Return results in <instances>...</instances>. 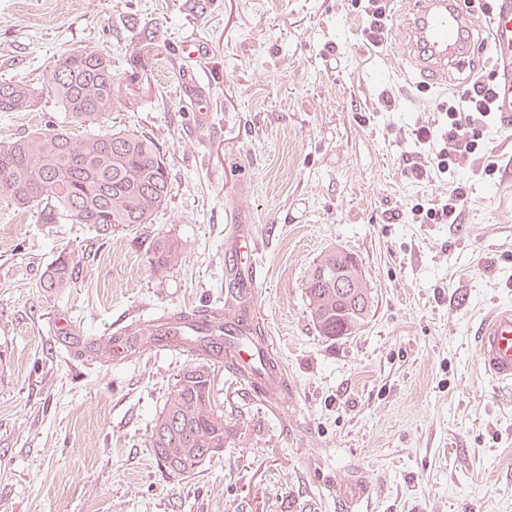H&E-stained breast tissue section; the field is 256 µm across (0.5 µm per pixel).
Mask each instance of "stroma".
<instances>
[{"label": "stroma", "mask_w": 512, "mask_h": 512, "mask_svg": "<svg viewBox=\"0 0 512 512\" xmlns=\"http://www.w3.org/2000/svg\"><path fill=\"white\" fill-rule=\"evenodd\" d=\"M365 27L352 0H0V82L41 86L75 47L107 54L122 102L108 122L153 137L171 184L152 223L104 243L0 204V512H342L357 472L361 512H512V386L483 374L473 342L512 305V139L485 126L495 173L469 161L411 177V130L442 125L470 77L422 83L404 27L379 48ZM49 122L84 133L46 96L0 112V140ZM454 187L458 223L414 215ZM238 224L263 272L251 316L290 390L275 401L213 363L224 451L171 478L146 440L186 355L89 360L56 328L105 340L223 299ZM159 234L186 255L162 279L148 264ZM331 248L357 256L374 298L336 341L305 296ZM64 253L87 261L72 288L45 292Z\"/></svg>", "instance_id": "1"}]
</instances>
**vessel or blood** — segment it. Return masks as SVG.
<instances>
[{
	"label": "vessel or blood",
	"mask_w": 512,
	"mask_h": 512,
	"mask_svg": "<svg viewBox=\"0 0 512 512\" xmlns=\"http://www.w3.org/2000/svg\"><path fill=\"white\" fill-rule=\"evenodd\" d=\"M474 0H407L402 20L410 24L415 47L427 70L447 78L450 69L468 65L478 22ZM483 47L494 62L496 110L512 132V0H495ZM241 308H248L261 269L247 260L231 262ZM474 342L483 373L494 382L512 386V306L497 307L477 326Z\"/></svg>",
	"instance_id": "b4317fda"
}]
</instances>
